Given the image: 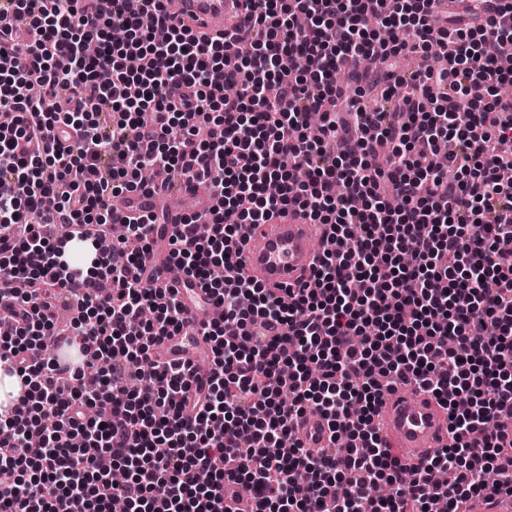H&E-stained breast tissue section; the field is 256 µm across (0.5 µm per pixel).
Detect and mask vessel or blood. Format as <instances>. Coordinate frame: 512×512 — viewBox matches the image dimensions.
Masks as SVG:
<instances>
[{"instance_id": "b4317fda", "label": "vessel or blood", "mask_w": 512, "mask_h": 512, "mask_svg": "<svg viewBox=\"0 0 512 512\" xmlns=\"http://www.w3.org/2000/svg\"><path fill=\"white\" fill-rule=\"evenodd\" d=\"M234 0H169L167 14L173 24L192 26L195 34L205 39L222 36L223 29L235 22ZM167 200L166 222L156 231L158 239L168 241L180 233L185 214H195L200 222H207L217 205L213 196L200 195L195 182L184 180L178 184L156 185L145 193L113 198L115 214L126 219H139L156 210L159 200ZM325 228L312 224L295 213H288L268 224L251 228L244 253L246 275L268 287L294 288L309 282L317 262L318 250L313 244L324 235ZM186 308L180 335L163 339L154 345L151 359L163 365L192 366L198 370L197 386H204L207 370L200 363L209 358L211 343L205 331L221 313L214 302H203V291L197 284L182 279L178 282ZM56 360L65 369L76 363H89L94 347L86 340L66 336L56 338ZM381 434L390 447L399 450L403 460L418 465L428 449L448 442V415L434 396L425 392H409L400 388L386 395L378 411ZM331 431L318 413L309 412L296 425L295 435L304 447H325ZM226 512H251V498L243 485L226 487Z\"/></svg>"}]
</instances>
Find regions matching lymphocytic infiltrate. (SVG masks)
Masks as SVG:
<instances>
[{"instance_id":"f902f5d3","label":"lymphocytic infiltrate","mask_w":512,"mask_h":512,"mask_svg":"<svg viewBox=\"0 0 512 512\" xmlns=\"http://www.w3.org/2000/svg\"><path fill=\"white\" fill-rule=\"evenodd\" d=\"M164 2L112 0L95 20L82 0H0V17L24 20L0 32L13 116L0 126V284L25 313L0 361L26 393L0 413L15 445L0 452V512H109L116 499L224 512L229 482L252 512H469L475 497H512V97L497 91L512 80V0L487 21L464 0L443 24L441 0H243L245 23L207 45ZM351 82L396 111L349 100ZM146 167L221 201L172 249L224 308L191 418L192 368L150 357L182 327L177 287L151 289L159 274L141 264L157 216L128 223L127 258L105 275L60 249L78 238L103 256L110 201L145 190ZM291 211L327 233L311 284L283 297L241 266L251 226ZM69 293L96 345L91 384L42 355ZM401 384L450 419L447 446L411 470L374 426ZM309 410L332 430L314 454L293 435ZM385 484L393 494L375 496Z\"/></svg>"}]
</instances>
